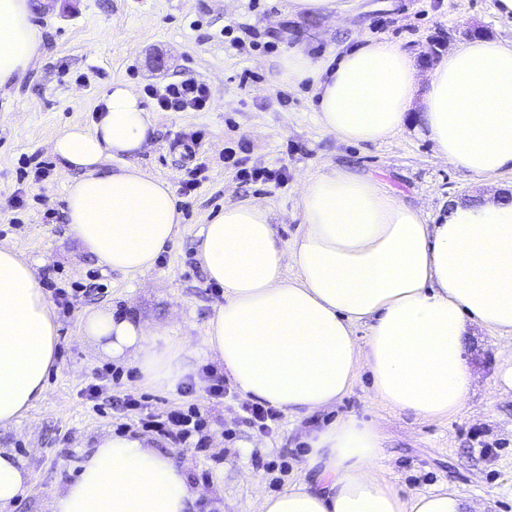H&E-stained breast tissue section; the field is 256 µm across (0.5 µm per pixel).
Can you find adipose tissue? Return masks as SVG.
<instances>
[{"mask_svg": "<svg viewBox=\"0 0 512 512\" xmlns=\"http://www.w3.org/2000/svg\"><path fill=\"white\" fill-rule=\"evenodd\" d=\"M40 36L28 0H0V87L32 64ZM291 85L313 81L319 121L349 145L399 133L420 105L422 133L448 165L488 180L512 170V45L476 38L449 50L428 79L392 40H368L329 61L293 50L280 60ZM93 129L68 128L53 154L84 177L66 195L69 229L112 269L151 268L173 243L181 214L163 180L103 157L143 151L150 122L140 96L112 84ZM303 230L279 240L259 206H225L206 224L198 258L224 302L202 348L167 330L101 310L84 332L135 366L144 384L177 393L200 359L220 364L246 399L292 414L323 411L360 371L385 405L435 419L458 413L474 378L464 357L468 325L512 334V201L491 193L427 223L373 175L337 168L304 179ZM296 266L297 277L286 274ZM366 326L365 339L355 335ZM58 324L32 263L0 246V428L26 418L57 367ZM313 483L262 499V512H484L445 487L402 496L381 478V436L350 416L307 438ZM29 473L0 448V512ZM197 490L173 454L145 435L107 436L51 512H193Z\"/></svg>", "mask_w": 512, "mask_h": 512, "instance_id": "obj_1", "label": "adipose tissue"}]
</instances>
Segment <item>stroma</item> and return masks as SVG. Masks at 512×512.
<instances>
[{
	"label": "stroma",
	"mask_w": 512,
	"mask_h": 512,
	"mask_svg": "<svg viewBox=\"0 0 512 512\" xmlns=\"http://www.w3.org/2000/svg\"><path fill=\"white\" fill-rule=\"evenodd\" d=\"M340 2L343 13L334 19L294 12L290 0H58L47 14L32 15L41 33L38 55L21 80L0 90V245L35 262L45 296L63 288L74 298L70 309L56 311L58 368L43 400L0 432V448L22 457L30 474L12 512H49L52 493L78 474L95 442L124 430L175 451L200 490L195 512H261V493L314 481L304 458L309 430L351 415L379 424L380 475L403 496L447 486L483 500L486 512H512V397L492 387L500 356L512 352V334L468 330L465 357L478 381L452 416L425 419L388 408L373 398L362 372L336 406L308 418L278 412L261 432L248 422V401L234 385L218 400L200 387L174 395L142 385L137 368L112 359L83 332L87 315L110 309L200 348L223 301L197 259L204 225L226 205L248 202L266 208L277 235L291 241L302 230L306 176L343 167L373 174L407 204L423 206L431 224L451 205L481 199L484 180L436 159L419 133V110L393 138L342 143L321 126L313 85L280 82L278 62L293 49L325 61L357 40L388 39L429 74L442 54L468 39L511 43L512 17L495 13V0ZM184 77L207 85V107L159 109L150 88ZM117 81L141 96L151 140L144 152L104 158L97 170L134 167L166 180L184 216L173 244L135 274L103 265L71 234L65 197L83 172L51 151L69 126L93 127ZM190 139L203 172L200 186L185 194L190 165L181 144ZM37 165L43 176L36 180L27 172ZM91 384L98 393L89 399L83 391ZM127 395L139 407L118 406ZM191 406L204 426L184 438L171 416Z\"/></svg>",
	"instance_id": "1"
}]
</instances>
